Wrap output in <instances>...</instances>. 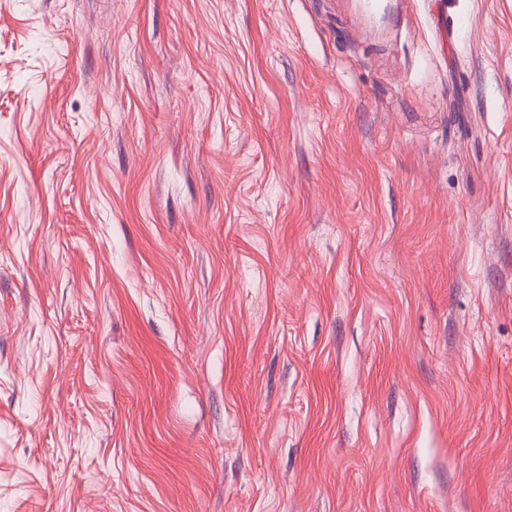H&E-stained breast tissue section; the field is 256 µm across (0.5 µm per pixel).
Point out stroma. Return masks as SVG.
<instances>
[{"instance_id":"obj_1","label":"stroma","mask_w":512,"mask_h":512,"mask_svg":"<svg viewBox=\"0 0 512 512\" xmlns=\"http://www.w3.org/2000/svg\"><path fill=\"white\" fill-rule=\"evenodd\" d=\"M0 512H512V0H0Z\"/></svg>"}]
</instances>
